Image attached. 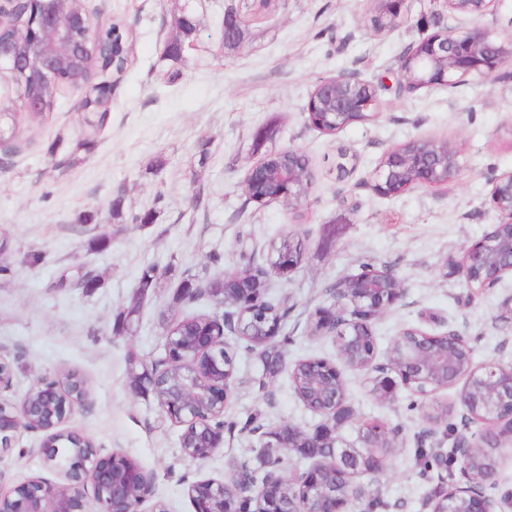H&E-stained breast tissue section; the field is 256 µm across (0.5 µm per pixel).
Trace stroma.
<instances>
[{"label":"stroma","mask_w":512,"mask_h":512,"mask_svg":"<svg viewBox=\"0 0 512 512\" xmlns=\"http://www.w3.org/2000/svg\"><path fill=\"white\" fill-rule=\"evenodd\" d=\"M188 2L203 27L188 63L176 66L163 50L176 34L173 15ZM226 2L95 0L104 18L123 20L131 47L95 146L72 162L82 126L65 89L48 119L21 121L0 148V359L13 370L10 394L21 397L40 378L78 371L90 392L67 428L90 436L102 453L137 460L167 512H194L190 483L256 469L260 433L283 425L311 432L321 418L300 400L287 372L263 377L258 354L238 350L224 410L233 428L223 447L194 462L181 451L180 427L162 415L153 394L131 388L125 357L133 350L158 361L169 321L214 312L204 299L176 301L182 280L201 283L250 264L268 266L272 241L290 234L302 244L301 264L268 277L271 293L288 308L283 358L340 365L349 416L337 429L338 447H358L359 428L369 420L397 431L385 472L357 477L365 494L349 512H432L436 492L466 482L455 443L472 430L459 386L425 397L400 384L392 399H377L369 373L344 366L334 338L312 334L309 317L326 304L330 283L363 263L387 267L405 295L373 322L378 362L387 363L395 336L417 328L455 332L474 362L512 365V275L478 290L450 264L500 221L489 204V181L512 171V78L384 90L374 120L332 135L312 128L304 107L320 80L352 71L373 83L394 75L404 49L438 27L462 32L477 23L512 43V0H499L477 22L445 10L442 0H411L406 21L383 33L368 24L376 0H273L268 11L246 16L245 38L232 50L221 47ZM271 120L280 129L275 148L305 154L314 174L298 215L280 203L247 201L242 187L260 158L254 134ZM416 138L454 146L459 174L437 190L376 194L371 179L385 153ZM203 146L209 160L202 165ZM341 151L353 165L342 177L335 168ZM118 197L127 215L150 210L153 222L114 219L110 203ZM87 211L93 223H79ZM33 251L43 256L36 266L27 262ZM81 268L94 271L98 288H58L61 277ZM149 268L157 280L138 324L113 333L117 312ZM435 405L447 407L446 425L428 421ZM41 440L23 431L13 448L0 451L1 491L31 477L62 482L45 466Z\"/></svg>","instance_id":"obj_1"}]
</instances>
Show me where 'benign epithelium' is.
I'll return each mask as SVG.
<instances>
[{
	"mask_svg": "<svg viewBox=\"0 0 512 512\" xmlns=\"http://www.w3.org/2000/svg\"><path fill=\"white\" fill-rule=\"evenodd\" d=\"M30 0H0V30L15 29L18 37L0 40V146L13 138L14 127L21 116L41 113L40 99L23 96L16 75L21 74L33 85L46 82L66 85L77 93L78 111L86 114L84 101L95 69L84 65L87 56L100 47V36L106 28L101 12L80 0V8L66 7L69 0H40L41 12L36 22L23 19L20 6ZM446 8L472 18L484 16L494 0H442ZM409 0H378L374 14L382 31H391L407 14ZM512 65V44L492 40L490 33L479 27L462 33L438 32L403 52L399 60V88L453 86L465 77L484 79L504 76L502 69ZM319 98L324 107L306 106L309 123L338 132L356 122L375 116L369 106L380 108L379 92L373 84L350 75L327 78L319 82ZM459 172L457 151L450 145L440 148L436 141L413 139L389 150L373 173V189L381 196L400 194L412 187L437 188L448 184ZM313 183L309 167L266 164L252 165L243 184L275 190L269 202H286L300 208L307 202L305 186ZM491 207L501 221L492 232L467 247L456 261L458 271L470 288H488L504 275L512 274V171L491 180ZM301 264L293 255H277L271 268L286 275ZM232 295L215 303L224 309L214 315L211 329L190 338L168 325L164 331V362L177 367V376L166 382L165 396L159 401L162 413L187 426L203 430L204 443L195 446L188 458H207L224 442V428L210 422L224 416L229 400L233 373L224 368L226 333L251 335L263 344L275 341L280 324L251 326L244 322L248 314L262 313L266 307L265 290L253 284L250 274L238 276ZM400 279L360 274L338 283L336 298L330 311H319L313 318L317 333L336 339L339 350L368 349L369 368L375 364L376 348L368 334L372 322L404 296ZM360 311L355 320L344 319L347 306ZM413 348L390 364L402 383L416 389L434 382V369L444 370L447 385L462 383L459 399L470 419L484 426L482 436L491 437L489 461L481 466L469 463L466 451L463 463L469 483L437 495L433 512H497L498 503L485 493L494 484L503 458V449L512 447V365L498 361L482 363L472 356L462 359L467 344L454 332L430 335L417 329ZM309 408L328 419H336L343 397L338 386L342 376L336 365L325 359H308ZM11 369L0 362V444L8 446L21 431L43 434L40 452L51 469L59 471L64 482L49 484L31 479L18 484L13 491L0 493V512H141L153 501L151 477L139 464H133L121 453L104 455L94 440L79 431V443L61 455L57 441L65 432L67 418L80 407L85 396L66 395L58 379L38 380L22 397L4 394L10 386ZM395 432L383 423H366L361 428L362 447L368 453L341 457L327 466L314 464L296 474L291 482L298 487L299 497L288 504V512H348L350 503L362 497V489L349 474L348 463L369 475H378L386 467L388 455L375 450L379 438L391 442ZM284 476L276 469L257 480L245 472L228 480L203 478L194 482L197 493H189L194 512H224V490L235 489L230 512H277ZM151 512H166L160 501H153Z\"/></svg>",
	"mask_w": 512,
	"mask_h": 512,
	"instance_id": "7a95c632",
	"label": "benign epithelium"
}]
</instances>
